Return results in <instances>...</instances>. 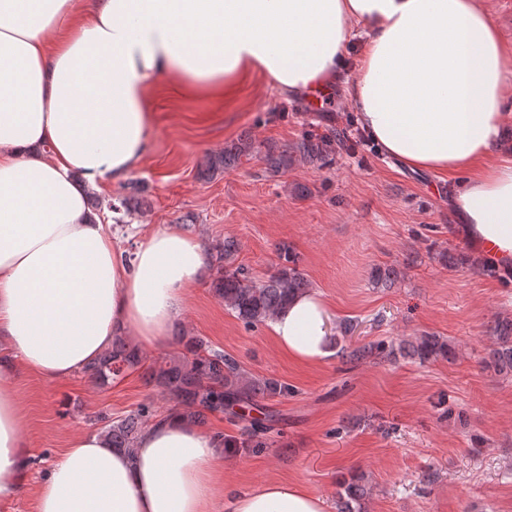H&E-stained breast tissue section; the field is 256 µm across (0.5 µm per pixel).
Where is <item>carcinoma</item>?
<instances>
[{
	"label": "carcinoma",
	"mask_w": 512,
	"mask_h": 512,
	"mask_svg": "<svg viewBox=\"0 0 512 512\" xmlns=\"http://www.w3.org/2000/svg\"><path fill=\"white\" fill-rule=\"evenodd\" d=\"M294 151L305 160L325 164L332 160L336 151L335 140L327 137L306 138L298 142L291 152L286 147L269 143L265 145L264 158L270 170L279 172L292 165ZM255 152V141L248 136L241 137L225 145L223 152L209 157L203 176L209 178L232 169ZM237 252L238 243L232 237H226L209 248V263L215 269L211 290L248 328L272 320L290 298L311 287L298 269L297 255L286 245L280 249V263L276 272L261 282L254 280L243 266L235 264ZM494 332L496 346L489 351L485 363L500 373L512 374V321L497 323ZM180 341L184 344L185 353L163 357L152 363L145 372V379L173 403V409L195 424L203 422L207 413H222L236 408L251 412L260 407L261 398L288 394L286 384L275 378L252 376L236 359L211 347L200 336L183 335ZM397 350L423 361L452 353L448 341L435 335L422 336ZM397 350L373 343L347 350L345 357L352 363L378 356L390 357ZM141 363L138 348L128 337L117 336L110 348L84 368L83 374L92 382L104 386L122 379ZM155 417L153 406L143 404L115 420L99 417L100 432L112 447L131 453L139 436ZM270 430L271 426L261 421L253 422L245 429L246 447H263ZM367 495L368 487L364 478L354 476L343 482L338 492V512H363L362 500Z\"/></svg>",
	"instance_id": "obj_1"
}]
</instances>
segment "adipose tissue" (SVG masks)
I'll list each match as a JSON object with an SVG mask.
<instances>
[{"label":"adipose tissue","instance_id":"ef3b65f1","mask_svg":"<svg viewBox=\"0 0 512 512\" xmlns=\"http://www.w3.org/2000/svg\"><path fill=\"white\" fill-rule=\"evenodd\" d=\"M74 10L75 0H0V500L28 463L13 375L69 377L127 328L160 344L201 276V244L178 226L129 257L87 205L142 160L156 77L225 94L257 73L313 100L363 40L347 94L371 140L409 169L466 173L458 214L512 262V43L483 0H94L75 24ZM270 327L298 361L330 354L318 292L293 297ZM223 446L176 414L131 454L89 431L48 472L37 512H216L223 499L225 512H325L296 483L225 498L214 477Z\"/></svg>","mask_w":512,"mask_h":512}]
</instances>
